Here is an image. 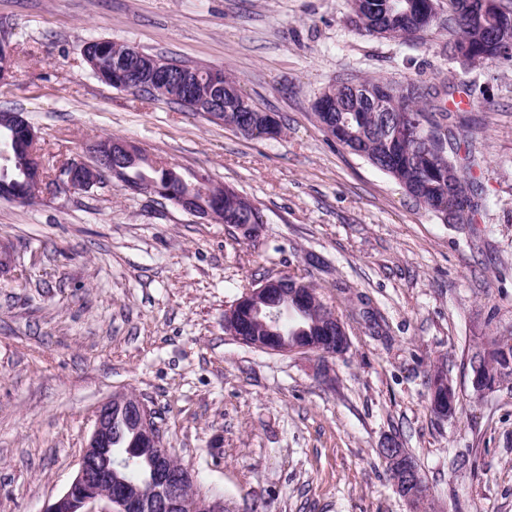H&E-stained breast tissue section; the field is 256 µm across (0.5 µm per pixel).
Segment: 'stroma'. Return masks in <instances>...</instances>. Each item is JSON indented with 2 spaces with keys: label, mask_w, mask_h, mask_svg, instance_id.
Instances as JSON below:
<instances>
[{
  "label": "stroma",
  "mask_w": 512,
  "mask_h": 512,
  "mask_svg": "<svg viewBox=\"0 0 512 512\" xmlns=\"http://www.w3.org/2000/svg\"><path fill=\"white\" fill-rule=\"evenodd\" d=\"M350 0H0L14 68L0 109L24 113L43 163L117 135L185 178L208 173L262 212L259 235L125 190L0 200V512H42L77 474L97 408L135 392L200 494L234 512H410L379 454L397 438L428 496L419 512H512V391L475 399L471 349L512 332V64L462 68L441 29L406 45L358 32ZM108 39L220 67L283 132L251 139L179 105L117 90L86 64ZM473 84L487 206L449 224L331 139L330 84ZM310 273L350 346L330 359L262 352L224 312L270 276ZM441 364L455 414L432 412ZM441 372H442V368H440L439 366H435L433 368V370L431 371V374L428 379V388H429V394H430L431 407H432V397H433L434 387L437 386V384L440 380ZM448 403L452 407H454V403H455V410H456L457 398L455 400L454 395H452L448 399V393L446 394L444 392L443 394H441L438 398H436L433 401V407H434L435 411L439 414L440 418H442V419L448 418ZM433 407H432V409H433ZM434 409H433V411H434Z\"/></svg>",
  "instance_id": "obj_1"
}]
</instances>
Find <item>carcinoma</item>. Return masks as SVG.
Listing matches in <instances>:
<instances>
[{"label": "carcinoma", "mask_w": 512, "mask_h": 512, "mask_svg": "<svg viewBox=\"0 0 512 512\" xmlns=\"http://www.w3.org/2000/svg\"><path fill=\"white\" fill-rule=\"evenodd\" d=\"M453 10L448 15L425 20L426 0H352L354 27L369 35L414 42L434 27H441L451 36L449 53L459 60L458 52L475 51L485 56L487 62H512V51L498 53L493 32L508 20L512 8L503 6L504 12L483 16L472 0H451ZM136 47L110 43L108 53L98 57L103 70L112 69V58L132 57ZM391 84L376 79L339 81L328 86L329 111L315 112L317 120L336 125L343 136L336 141L354 153L366 158L379 169L389 173L405 190L428 211L452 219L458 224H475L485 204L474 192L473 169L479 162L473 155L470 139L472 130L463 116L456 118L443 108L438 112L425 110L439 96L454 98L459 88L444 86L424 88L413 85L411 95L396 101L390 111H379L374 96L365 95L371 89L379 94ZM146 94L156 99L179 103L178 92L169 86L153 84ZM247 108L234 98L224 96V118L227 123L248 120ZM30 159L24 153L12 155L7 162L0 159V183L17 185L22 181V168ZM125 171L128 181L143 184L157 181L169 184L176 191L195 193L207 201L208 188L202 185L206 176L195 182L185 181L177 167L162 158H152L143 153L127 160ZM224 222L228 224H261L259 210L247 197L236 192L224 197ZM247 334L263 336L281 334L301 342L325 340L326 331L318 325L316 312L301 307L285 313L269 332L260 323H243ZM484 350L482 372L488 382L512 384V336H488L482 342ZM134 430L120 415L113 418L112 448L115 456L125 455L137 447ZM151 463L144 458L125 472L132 482L148 478Z\"/></svg>", "instance_id": "1"}]
</instances>
